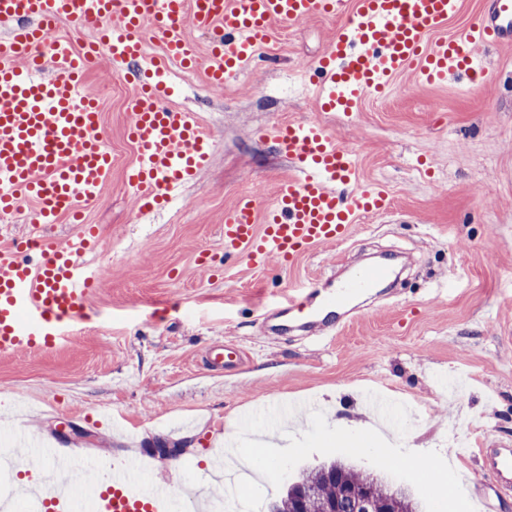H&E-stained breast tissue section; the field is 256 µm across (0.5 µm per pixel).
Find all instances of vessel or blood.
<instances>
[{
	"instance_id": "b4317fda",
	"label": "vessel or blood",
	"mask_w": 512,
	"mask_h": 512,
	"mask_svg": "<svg viewBox=\"0 0 512 512\" xmlns=\"http://www.w3.org/2000/svg\"><path fill=\"white\" fill-rule=\"evenodd\" d=\"M343 0H0V214L35 207V221L52 224L68 216L81 230L60 246L38 237L0 251V355L51 350L87 320L86 299L96 274L85 263L98 234L82 223L80 204L98 201L112 175L113 158L103 139V116L83 76L100 59L123 73L147 71L127 103V135L136 161L125 177L142 206L169 202L175 189L205 167L213 141L195 113L177 111L169 100L172 64H196L186 27L213 33L207 56L212 86H223L251 66L273 24H295L333 15ZM460 0H354L350 18L333 32L327 52L310 70L323 109L352 112L367 96L385 94L392 78L415 69L434 83L449 72H482L481 47L512 44V0H484L477 23L459 36L429 42L454 18ZM90 23L96 41L76 45L68 36L49 37L61 21ZM158 40L159 55L148 52ZM293 167L280 180L272 202L263 192L239 196L224 213V251L244 255L256 269L271 260L294 263L319 245L345 241L359 215L389 208L379 184L357 187L355 151L324 126L289 122L268 134ZM263 222H256L257 212ZM387 267L362 269L335 298L317 303L288 297L290 322L325 330L345 303L347 291L373 287ZM236 344L213 347L207 361L234 368ZM23 456L41 468L63 462L82 472L83 463L61 460L57 448L38 444ZM482 473L512 491V446L474 452ZM140 463L113 466L106 480L84 475L92 512H171L174 485L143 488ZM70 490L46 492L44 512H77Z\"/></svg>"
}]
</instances>
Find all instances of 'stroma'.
<instances>
[{
  "label": "stroma",
  "mask_w": 512,
  "mask_h": 512,
  "mask_svg": "<svg viewBox=\"0 0 512 512\" xmlns=\"http://www.w3.org/2000/svg\"><path fill=\"white\" fill-rule=\"evenodd\" d=\"M349 16L275 25L259 63L223 89L203 67L190 71L172 104L196 112L213 156L151 210L124 180L136 159L126 135L135 86L105 59L90 72L114 158L103 198L82 210L100 240L88 259L91 318L55 349L0 356V414L27 409L34 437L72 456L150 459L149 487L201 480L239 419L263 405L312 400L331 426L372 429L366 391L395 394L416 420L405 437H384L438 451L475 512H512V493L448 445L452 421L484 447L512 442V46L485 49L475 86L455 74L425 85L409 70L346 116L322 110L297 74ZM289 121L319 122L352 146L360 182L384 184L391 208L292 266L252 269L224 257V212L252 186L270 195L288 177L267 131ZM384 250L406 253L409 268L393 288L348 300L332 334L263 331L290 290L335 287L363 254ZM203 253L213 268L198 266ZM224 343L248 353L230 372L204 363ZM157 440L180 447L177 459L150 456Z\"/></svg>",
  "instance_id": "obj_1"
}]
</instances>
